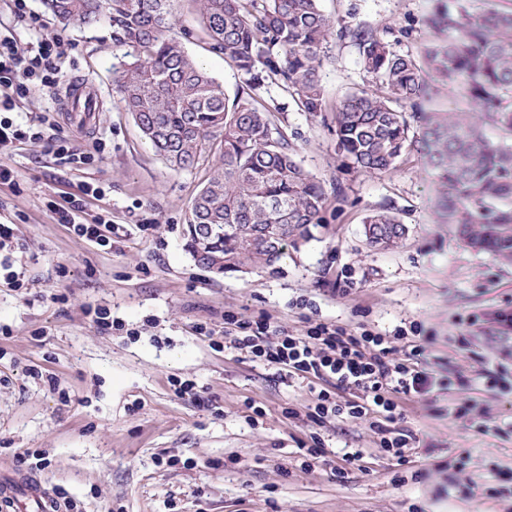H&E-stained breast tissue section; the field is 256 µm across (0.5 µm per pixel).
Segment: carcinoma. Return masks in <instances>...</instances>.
Wrapping results in <instances>:
<instances>
[{"label":"carcinoma","instance_id":"carcinoma-1","mask_svg":"<svg viewBox=\"0 0 512 512\" xmlns=\"http://www.w3.org/2000/svg\"><path fill=\"white\" fill-rule=\"evenodd\" d=\"M42 2L65 27L112 24L113 45L124 57L114 67L120 101L170 168L188 170L219 154L189 207L186 248L197 266L218 275L272 266L322 223L327 193L296 161L284 116L262 89L281 85L311 117L326 111L318 69L334 31L352 39L379 86L336 104L344 164L385 172L419 150L440 171L439 213L473 245L512 258V207H495L512 202V145L494 144L484 132L492 125L512 136V105H504L512 92V11L434 8L427 23L448 38L426 48V67L438 81L464 88L476 113H431L419 138L404 108L427 95L422 69L374 31L334 29L319 0H199L209 49L244 76L232 96L171 35L174 0ZM404 234L387 209L366 218L374 247L388 249Z\"/></svg>","mask_w":512,"mask_h":512}]
</instances>
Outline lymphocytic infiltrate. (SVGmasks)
I'll return each instance as SVG.
<instances>
[{
    "mask_svg": "<svg viewBox=\"0 0 512 512\" xmlns=\"http://www.w3.org/2000/svg\"><path fill=\"white\" fill-rule=\"evenodd\" d=\"M15 17L35 37L19 47L14 35H0V147L25 140L43 139L42 126L21 114L19 104L32 88L58 83L60 39L46 33L41 16L28 10L25 0H14ZM417 325L397 327L387 336L365 328L350 329L331 322L310 324L305 335L294 336L272 325L268 318L241 319L224 316V335L233 349L252 360L278 368L291 378L319 384L305 419L322 426L348 419L369 421L379 436V446L398 464L409 462L417 434L397 428L404 402L435 403L440 381L427 358L428 337L417 334ZM410 339L404 360L392 353V339ZM354 397L340 400V393Z\"/></svg>",
    "mask_w": 512,
    "mask_h": 512,
    "instance_id": "lymphocytic-infiltrate-1",
    "label": "lymphocytic infiltrate"
}]
</instances>
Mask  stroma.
I'll return each instance as SVG.
<instances>
[{
    "instance_id": "1",
    "label": "stroma",
    "mask_w": 512,
    "mask_h": 512,
    "mask_svg": "<svg viewBox=\"0 0 512 512\" xmlns=\"http://www.w3.org/2000/svg\"><path fill=\"white\" fill-rule=\"evenodd\" d=\"M434 0H320L336 25L363 26L390 48L420 59L435 41L425 16ZM174 31L209 73L235 92L242 75L210 52L197 0H176ZM47 30L61 40L60 82L33 89L21 103L30 119L54 116L51 134L92 153L87 165L57 158L47 141L0 150L13 184H0V225L11 228L9 253L26 288L0 272V476L24 472L57 499H75L82 512H512L481 496L497 470L512 469V393L484 385V370L512 367V261L471 246L435 207L439 178L413 152L396 169L362 174L336 152L333 110L350 90L374 89L356 46L331 38L318 70L327 110L300 112L289 92L269 85L282 107L297 159L325 187H342L345 203L328 199L310 241L277 264L213 274L185 249L189 206L217 155L193 170L173 171L124 110L113 85L117 50L112 26ZM94 88L95 129L68 119L75 81ZM101 187L97 197L84 183ZM81 202L78 217L112 224L111 247L81 238L57 223L52 203ZM391 208L408 232L390 249L371 247L364 221ZM108 308L123 330L101 329L91 309ZM266 316L300 336L309 321L390 332L421 324L432 336L437 376L457 373L467 388L438 391L434 413L404 403L401 428L417 433L436 456H464L466 468L448 477L429 470L419 483L395 484L404 467L379 448L367 421L314 428L289 418L314 398L307 382L283 383L275 366L227 348L224 315ZM475 324H467V317ZM208 335H200L199 325ZM194 384L178 395L177 382ZM468 400L484 431L458 416ZM263 415L251 422L252 406ZM319 438L328 458L362 450L364 467L345 478L320 465L302 469L300 444ZM28 453L26 464L16 456ZM471 485L460 498L455 483Z\"/></svg>"
}]
</instances>
